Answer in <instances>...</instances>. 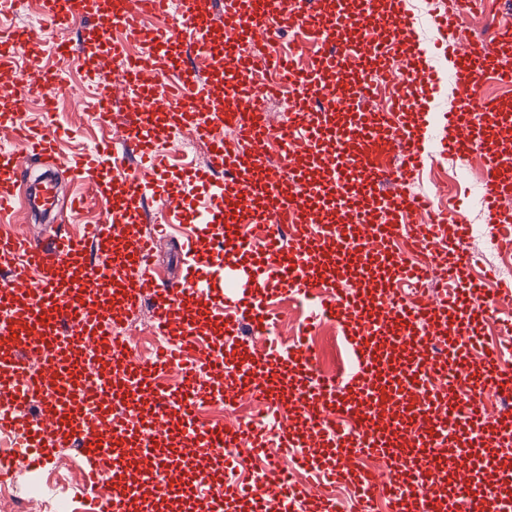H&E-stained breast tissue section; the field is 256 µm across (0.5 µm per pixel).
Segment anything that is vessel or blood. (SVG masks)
Wrapping results in <instances>:
<instances>
[{"instance_id":"vessel-or-blood-1","label":"vessel or blood","mask_w":512,"mask_h":512,"mask_svg":"<svg viewBox=\"0 0 512 512\" xmlns=\"http://www.w3.org/2000/svg\"><path fill=\"white\" fill-rule=\"evenodd\" d=\"M157 48L130 60L114 44L120 28L131 42L144 37L130 0H111L91 44L54 49L63 64L84 56L95 76L91 106L108 136L70 169L71 183H92L110 206L90 236L56 234L44 241L21 231L19 213L63 223L51 174L29 183L32 159L53 163L57 135L33 129L22 113L10 118L16 144L0 151V432L13 448L0 458V481L40 468L57 449L79 447L89 468V488L100 512H148L136 489L159 470L161 496L183 512L206 502L209 512H229L246 500L251 512H512L501 496L512 468L489 455L512 453V409H492L487 398L512 396V342L479 339L488 312L512 301V285L486 295L470 273L464 243L468 227L456 208L441 207L436 221L416 224L414 212L430 200L407 195L418 167L439 84L413 40L417 20L405 0L380 13L375 0H146ZM49 22L68 27L87 14V0H39ZM224 31L220 53L207 59L221 77L213 97L185 47L206 52L213 27ZM321 41L314 68L295 70L279 54L252 53L282 29ZM434 44L448 58L457 90L448 114L451 153L469 157L481 147L490 176L482 205L492 217L491 240L512 241V146L499 129L512 122V97L482 98L481 78L500 73L512 50V33L492 41L459 42L451 14L434 17ZM39 59L30 31L0 30V88L24 101L51 72L17 68L19 55ZM276 80L256 84L257 69ZM160 77L135 111L115 119L114 103L133 85ZM297 97L286 122L272 125L265 98L281 86ZM390 104L372 107L378 86ZM151 112L163 113L168 153L188 128L210 143V161L193 176L205 215L182 247L190 261L181 279L157 281L149 259L157 237L130 234L146 200L144 172L127 173V155L152 159ZM233 128L237 140L221 132ZM278 140L282 153L270 164L265 151ZM263 225L260 238L244 219ZM426 263H418V256ZM446 282L440 298L421 296L420 281ZM357 280L354 290L343 289ZM285 293L316 304L315 320L352 327L355 373L317 375L305 343L287 355L224 348L199 333L203 321L223 333L246 327L266 336L273 316L263 297ZM210 305L199 308V297ZM150 303L168 348L155 362L140 360L133 340L116 325ZM258 394L265 415L279 423L285 460L263 468L253 483L229 482L231 451L265 455L259 427L233 422L206 427L198 420L208 400L232 405L240 392ZM37 402L36 418L21 409ZM312 471L318 483H347L349 501L293 482Z\"/></svg>"}]
</instances>
